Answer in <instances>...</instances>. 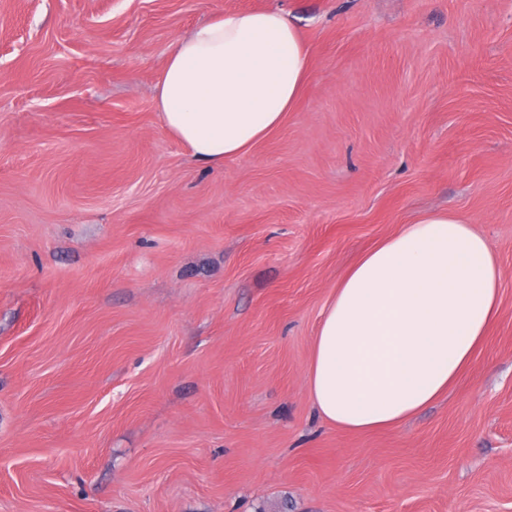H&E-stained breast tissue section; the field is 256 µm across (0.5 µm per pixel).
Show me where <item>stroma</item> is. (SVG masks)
<instances>
[{"instance_id": "stroma-1", "label": "stroma", "mask_w": 512, "mask_h": 512, "mask_svg": "<svg viewBox=\"0 0 512 512\" xmlns=\"http://www.w3.org/2000/svg\"><path fill=\"white\" fill-rule=\"evenodd\" d=\"M268 8L299 102L203 165L160 71ZM432 212L495 252L498 317L446 397L337 430L320 312ZM0 512H512V0H0Z\"/></svg>"}]
</instances>
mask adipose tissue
I'll return each instance as SVG.
<instances>
[{
	"mask_svg": "<svg viewBox=\"0 0 512 512\" xmlns=\"http://www.w3.org/2000/svg\"><path fill=\"white\" fill-rule=\"evenodd\" d=\"M308 52L289 13L229 12L178 39L156 85L164 128L214 166L277 130L298 101ZM487 240L449 213L377 242L341 278L312 340L310 398L341 430L402 424L470 366L499 313Z\"/></svg>",
	"mask_w": 512,
	"mask_h": 512,
	"instance_id": "obj_1",
	"label": "adipose tissue"
}]
</instances>
